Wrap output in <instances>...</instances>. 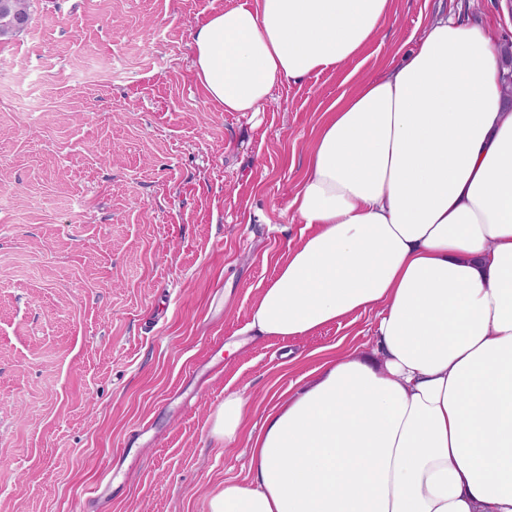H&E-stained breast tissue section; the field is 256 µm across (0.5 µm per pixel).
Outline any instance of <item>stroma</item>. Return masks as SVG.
Here are the masks:
<instances>
[{"label": "stroma", "mask_w": 512, "mask_h": 512, "mask_svg": "<svg viewBox=\"0 0 512 512\" xmlns=\"http://www.w3.org/2000/svg\"><path fill=\"white\" fill-rule=\"evenodd\" d=\"M242 0H30L0 41V512H207L248 478L211 434L228 392L245 430L327 357L374 344L375 314L236 353L306 227L289 202L325 109L430 19L491 26L506 0H398L340 68L227 112L190 34Z\"/></svg>", "instance_id": "obj_1"}]
</instances>
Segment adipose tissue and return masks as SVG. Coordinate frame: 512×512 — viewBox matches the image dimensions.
Instances as JSON below:
<instances>
[{
  "label": "adipose tissue",
  "instance_id": "ef3b65f1",
  "mask_svg": "<svg viewBox=\"0 0 512 512\" xmlns=\"http://www.w3.org/2000/svg\"><path fill=\"white\" fill-rule=\"evenodd\" d=\"M395 0H242L191 33L228 112L363 53ZM498 39L433 19L324 112L291 206L309 235L246 334L308 336L376 310L372 352L325 359L249 438L208 512H512V103ZM249 399L211 433L233 443Z\"/></svg>",
  "mask_w": 512,
  "mask_h": 512
}]
</instances>
